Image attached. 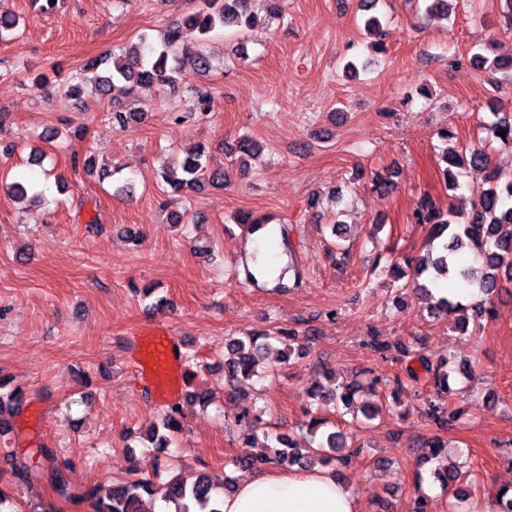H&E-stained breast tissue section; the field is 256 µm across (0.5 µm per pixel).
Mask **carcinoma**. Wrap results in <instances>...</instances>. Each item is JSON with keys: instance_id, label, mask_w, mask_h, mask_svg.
<instances>
[{"instance_id": "cac0c4a2", "label": "carcinoma", "mask_w": 512, "mask_h": 512, "mask_svg": "<svg viewBox=\"0 0 512 512\" xmlns=\"http://www.w3.org/2000/svg\"><path fill=\"white\" fill-rule=\"evenodd\" d=\"M249 0H201L198 10L182 16L165 29L160 42L149 39L148 34L139 35L138 42L131 45L124 54L113 60L112 68L96 79L95 87L102 92L122 84L128 92L143 84H154L159 90H175L195 71L211 68L212 56L209 51L210 33L217 29L242 27L247 31L257 26V18L248 10ZM365 32L371 36V46L384 47L386 33L380 19L371 16L363 21ZM495 121L491 130L495 138L512 145V114L494 113ZM446 168L443 170L445 185L450 190L458 187L460 171L469 167H481L487 171L489 187L471 201V211L463 215L455 205L440 211L428 199H423L414 213L415 223L429 229V242L443 240L442 248L432 254V248L415 261H407V269L392 264V272L400 279L412 277L416 280L423 275L431 279H448L465 285H476L487 297L492 298L501 288L499 273H512V173L503 172L484 150L474 148L468 152L447 151L443 154ZM159 181L175 190L182 188L199 189L209 183L215 185L219 178L211 171L209 158L204 150L196 149L187 153L176 168L162 166L157 172ZM298 341L295 330L277 328L269 333L252 336L232 337L225 343L224 381L229 385L265 373L263 353L272 343L294 348L289 343ZM364 345L384 361L404 366L405 378H396V386L402 380L419 382L432 381L435 396L427 401V416L439 427L455 421L456 412L451 410L447 394L448 373L441 364L401 342H389L376 336H369ZM368 377L362 385L339 384L328 395H323L320 386L309 388L310 398H326L350 409L355 394L363 388L370 391L379 389L382 376L367 371ZM27 407V396L19 388L9 389L0 378V418H17ZM185 412L183 406L174 404L163 414L162 431L149 435L152 447L162 451L168 447L170 436L179 433L183 427ZM257 415L249 408L235 416L238 437L243 447L249 449L239 463L251 468L274 465L284 468L293 466L310 467L314 463L328 464L336 454L347 447V435L343 431L324 432L321 427L327 421L313 417L307 425V436L295 439L277 435V445L270 444V437L259 436L254 425ZM42 461L35 466L28 458L12 459L11 474L17 484L34 481L44 482L63 501L72 500L75 482L73 466L60 463L52 450L39 451ZM437 462L433 474L442 483L453 489V497L464 503L471 496L468 488L459 485L462 472L460 466L448 461L447 445L438 440L425 443L424 451L418 455L417 464ZM219 485L209 476L192 471H178L164 487L162 498L176 507V512H222ZM157 493L156 485L149 476L139 473L120 484L110 481L99 483L89 491L93 512H141L144 496Z\"/></svg>"}]
</instances>
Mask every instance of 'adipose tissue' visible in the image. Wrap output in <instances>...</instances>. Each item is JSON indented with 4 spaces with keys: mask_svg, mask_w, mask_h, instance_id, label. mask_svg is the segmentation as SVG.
<instances>
[{
    "mask_svg": "<svg viewBox=\"0 0 512 512\" xmlns=\"http://www.w3.org/2000/svg\"><path fill=\"white\" fill-rule=\"evenodd\" d=\"M223 512H362V504L330 469L268 468L238 482Z\"/></svg>",
    "mask_w": 512,
    "mask_h": 512,
    "instance_id": "adipose-tissue-1",
    "label": "adipose tissue"
}]
</instances>
